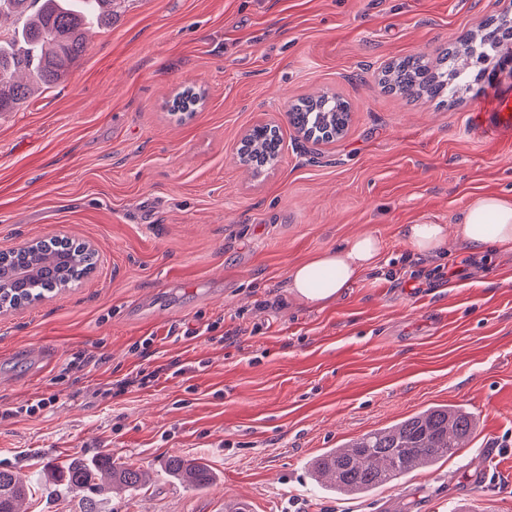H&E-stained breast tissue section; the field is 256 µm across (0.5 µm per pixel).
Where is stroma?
<instances>
[{"label":"stroma","instance_id":"obj_1","mask_svg":"<svg viewBox=\"0 0 512 512\" xmlns=\"http://www.w3.org/2000/svg\"><path fill=\"white\" fill-rule=\"evenodd\" d=\"M503 10L127 0L111 26H91L64 83L0 114V250L55 234L97 252L77 287L0 316V468L40 475L62 456L107 454L150 473L97 512H512V254L452 239L443 258L413 260L398 234L458 223L482 195L512 198V138L491 107L512 101V74L444 105L377 79ZM187 86L202 100L182 119L164 104ZM326 91L352 121L318 145L287 111ZM260 120L278 124L283 152L254 177L235 147ZM368 231L384 242L380 269L323 308L289 293L292 265ZM137 372L145 384L125 386ZM41 398L44 410L20 413ZM445 404L477 426L433 467L353 497L310 479L326 449ZM172 455L206 463L213 485L169 478ZM24 507L85 503L46 483Z\"/></svg>","mask_w":512,"mask_h":512}]
</instances>
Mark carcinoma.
<instances>
[{
    "label": "carcinoma",
    "instance_id": "cac0c4a2",
    "mask_svg": "<svg viewBox=\"0 0 512 512\" xmlns=\"http://www.w3.org/2000/svg\"><path fill=\"white\" fill-rule=\"evenodd\" d=\"M117 0H0V19L12 16L10 37L0 39V112H15L25 105L34 86L49 89L63 81L86 50L85 30L92 24L112 20ZM503 39H512L505 26L487 31L479 45L492 51ZM474 52L470 34L443 49L434 59L405 56L381 71L384 91L409 98L446 102L448 80L466 85L470 72L460 60ZM199 96L186 88L173 98L170 111L192 112ZM350 121L347 103L326 93L300 99L288 110V122L314 139L338 138ZM246 170L264 167L280 157L282 137L275 132L245 142ZM36 262L37 280L28 283L21 271ZM95 252L68 242L49 244L37 257L18 253L8 266H0V283L11 284V298L36 301L66 279L78 282L95 264ZM476 427L474 416L453 405H438L389 426L363 434L339 448H329L309 462L316 480L331 492L363 495L419 467L433 465L461 447ZM47 478L82 495L87 512H94L96 499L105 492L103 480L122 489L137 491L145 473L132 465L116 466L105 457L88 464L80 460L60 466L45 465ZM166 470L187 488L203 489L213 481L210 468L178 455L169 457ZM31 493L29 481L17 472L0 469V512H18V505Z\"/></svg>",
    "mask_w": 512,
    "mask_h": 512
}]
</instances>
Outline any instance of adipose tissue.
<instances>
[{
	"instance_id": "adipose-tissue-1",
	"label": "adipose tissue",
	"mask_w": 512,
	"mask_h": 512,
	"mask_svg": "<svg viewBox=\"0 0 512 512\" xmlns=\"http://www.w3.org/2000/svg\"><path fill=\"white\" fill-rule=\"evenodd\" d=\"M473 254L493 249L512 253V199L481 197L471 203L455 229L425 221L403 224L399 235L412 255L442 254L448 235ZM383 256L379 236L365 232L342 245L323 251L293 265L288 273V288L306 303L319 306L355 287L370 270L378 268Z\"/></svg>"
}]
</instances>
